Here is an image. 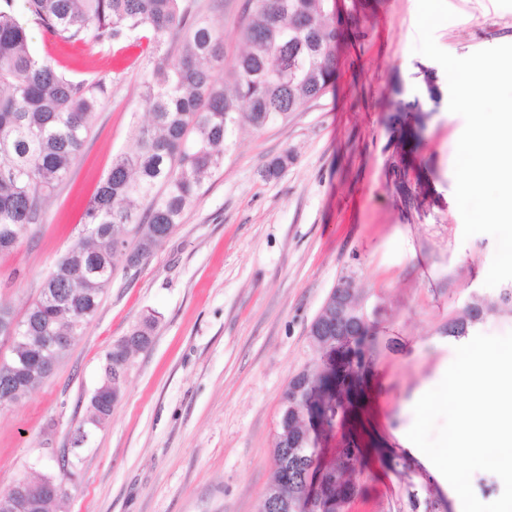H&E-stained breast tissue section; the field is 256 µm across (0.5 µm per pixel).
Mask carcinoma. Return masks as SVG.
Wrapping results in <instances>:
<instances>
[{
	"instance_id": "1",
	"label": "carcinoma",
	"mask_w": 512,
	"mask_h": 512,
	"mask_svg": "<svg viewBox=\"0 0 512 512\" xmlns=\"http://www.w3.org/2000/svg\"><path fill=\"white\" fill-rule=\"evenodd\" d=\"M247 4L241 28L246 51L226 68L217 22L190 17L182 0H0V248L18 243L42 222L48 197L82 152L98 94L105 91L102 79L89 85L75 82L36 57L23 17L64 41L105 45L144 38L152 65L140 93L148 121L134 128L130 145L113 158L86 205L81 233L47 275L61 290L59 300L49 302L40 293L21 325L33 323L44 336L55 331L78 336L101 305L114 258L139 252L145 235L151 236L153 249L170 237L224 166V151L241 124L261 130L286 121L333 87L335 49L346 31L330 20L328 0ZM180 33L183 40L174 54L169 42ZM218 69L224 70L222 84L215 77ZM118 238L121 249L112 246ZM89 288L95 289L91 296ZM503 302L512 304L511 287L496 301L471 304L455 319L464 328L449 337L469 336L477 326L472 312L481 308L490 317ZM155 325V316H146L105 357H117L130 337L149 345ZM378 346V331L365 326L351 341L318 348L286 386L305 393L292 432L302 437L300 448L313 477L332 475L339 481L324 491L325 512H333L338 491L363 495L364 449L349 438L324 462L318 441L332 436L362 403ZM123 385H115L108 405L90 398L77 437L110 417ZM378 452L390 470L413 482L415 467L405 450ZM399 512H450V507L431 511L426 497L416 500L410 494Z\"/></svg>"
}]
</instances>
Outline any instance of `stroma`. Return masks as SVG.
<instances>
[{
  "mask_svg": "<svg viewBox=\"0 0 512 512\" xmlns=\"http://www.w3.org/2000/svg\"><path fill=\"white\" fill-rule=\"evenodd\" d=\"M183 3L217 19L225 62L244 51L246 0ZM447 3L457 17L437 29L441 49L465 57L512 43V0ZM416 12L417 0H338L348 36L335 87L288 121L236 131L182 224L141 266L117 265L55 373L0 404V489L39 472L69 488L58 512H256L285 387L313 357L309 327L342 279L396 342L374 366L354 429L361 447L400 445L408 404L454 358L449 320L500 294L484 284L494 238L463 235L453 168L464 121L448 110L442 67L412 51ZM29 37L38 57L74 81L104 79L106 92L41 223L0 254V306L18 317L144 122L148 57L143 45L65 44L34 24ZM283 154L287 167L267 177ZM151 313L152 342L131 353L111 417L74 447L106 352ZM377 475L355 512H394L403 497L393 473Z\"/></svg>",
  "mask_w": 512,
  "mask_h": 512,
  "instance_id": "stroma-1",
  "label": "stroma"
}]
</instances>
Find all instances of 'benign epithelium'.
I'll list each match as a JSON object with an SVG mask.
<instances>
[{"instance_id":"benign-epithelium-1","label":"benign epithelium","mask_w":512,"mask_h":512,"mask_svg":"<svg viewBox=\"0 0 512 512\" xmlns=\"http://www.w3.org/2000/svg\"><path fill=\"white\" fill-rule=\"evenodd\" d=\"M355 287L348 279L341 280L332 290L325 304L310 325L308 335L321 344L339 342L347 336L357 334L358 328L369 323V316L364 307L353 301ZM0 338L8 341L11 347L28 350L36 337L31 330H19L18 320L6 308L0 309ZM57 367L56 358L46 357L36 361L18 354L11 360L10 372L3 385V400L8 401L24 394L35 381L48 378ZM297 395L291 394L283 401L281 420L279 421L280 438L294 443L288 438V421L298 413ZM58 487L53 480H44L36 485L23 479L15 483L10 492L0 496V512H39L42 501L54 497ZM322 497L320 483L310 484L305 481L294 486L293 493H288V479L269 485L258 512H312Z\"/></svg>"}]
</instances>
